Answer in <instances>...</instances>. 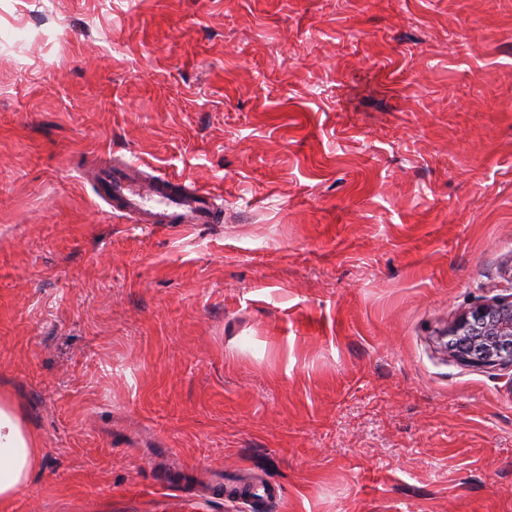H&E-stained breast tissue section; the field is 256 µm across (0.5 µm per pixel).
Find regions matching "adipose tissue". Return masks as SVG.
Segmentation results:
<instances>
[{
  "label": "adipose tissue",
  "instance_id": "ef3b65f1",
  "mask_svg": "<svg viewBox=\"0 0 512 512\" xmlns=\"http://www.w3.org/2000/svg\"><path fill=\"white\" fill-rule=\"evenodd\" d=\"M40 450L23 417L0 400V500L13 498L28 482L39 463Z\"/></svg>",
  "mask_w": 512,
  "mask_h": 512
}]
</instances>
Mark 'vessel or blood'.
Here are the masks:
<instances>
[{
    "label": "vessel or blood",
    "mask_w": 512,
    "mask_h": 512,
    "mask_svg": "<svg viewBox=\"0 0 512 512\" xmlns=\"http://www.w3.org/2000/svg\"><path fill=\"white\" fill-rule=\"evenodd\" d=\"M101 186L119 212L141 224H213L219 214L210 191L161 173L141 174L135 165L102 167Z\"/></svg>",
    "instance_id": "1"
}]
</instances>
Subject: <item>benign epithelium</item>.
<instances>
[{
	"label": "benign epithelium",
	"instance_id": "obj_1",
	"mask_svg": "<svg viewBox=\"0 0 512 512\" xmlns=\"http://www.w3.org/2000/svg\"><path fill=\"white\" fill-rule=\"evenodd\" d=\"M450 336L468 339L470 347L454 351L460 360L483 367L512 366V296L495 299L460 319ZM494 337L507 342L505 351L495 352L485 346V339Z\"/></svg>",
	"mask_w": 512,
	"mask_h": 512
}]
</instances>
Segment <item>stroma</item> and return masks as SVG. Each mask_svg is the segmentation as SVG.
I'll use <instances>...</instances> for the list:
<instances>
[{
  "mask_svg": "<svg viewBox=\"0 0 512 512\" xmlns=\"http://www.w3.org/2000/svg\"><path fill=\"white\" fill-rule=\"evenodd\" d=\"M510 295L512 0H0V512H512V368L441 340ZM151 170L153 175H144L134 164L102 167L104 200H113L114 210L136 218L139 224L217 223L219 214L210 191ZM40 448L23 417L8 400H0V500L13 498L37 468Z\"/></svg>",
  "mask_w": 512,
  "mask_h": 512,
  "instance_id": "obj_1",
  "label": "stroma"
}]
</instances>
